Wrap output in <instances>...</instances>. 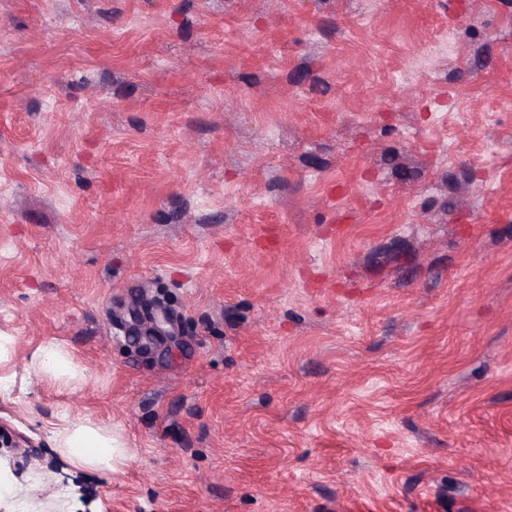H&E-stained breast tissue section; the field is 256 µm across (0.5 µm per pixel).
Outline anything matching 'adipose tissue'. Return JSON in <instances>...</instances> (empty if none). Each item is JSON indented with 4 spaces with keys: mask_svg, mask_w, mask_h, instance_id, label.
Returning a JSON list of instances; mask_svg holds the SVG:
<instances>
[{
    "mask_svg": "<svg viewBox=\"0 0 512 512\" xmlns=\"http://www.w3.org/2000/svg\"><path fill=\"white\" fill-rule=\"evenodd\" d=\"M39 372L54 381L74 382L81 373L74 366L67 351L55 344H47L35 356ZM60 451L78 467L111 472L122 456L120 444L110 432L91 423L81 422L60 430L56 434Z\"/></svg>",
    "mask_w": 512,
    "mask_h": 512,
    "instance_id": "adipose-tissue-1",
    "label": "adipose tissue"
}]
</instances>
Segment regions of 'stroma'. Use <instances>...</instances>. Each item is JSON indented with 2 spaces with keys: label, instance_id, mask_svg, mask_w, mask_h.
Masks as SVG:
<instances>
[{
  "label": "stroma",
  "instance_id": "stroma-1",
  "mask_svg": "<svg viewBox=\"0 0 512 512\" xmlns=\"http://www.w3.org/2000/svg\"><path fill=\"white\" fill-rule=\"evenodd\" d=\"M83 420L116 471L56 448ZM0 476L512 512V0H0ZM39 372L53 381L67 383L78 381L80 371L74 366L67 351L55 344H47L39 349L35 355Z\"/></svg>",
  "mask_w": 512,
  "mask_h": 512
}]
</instances>
